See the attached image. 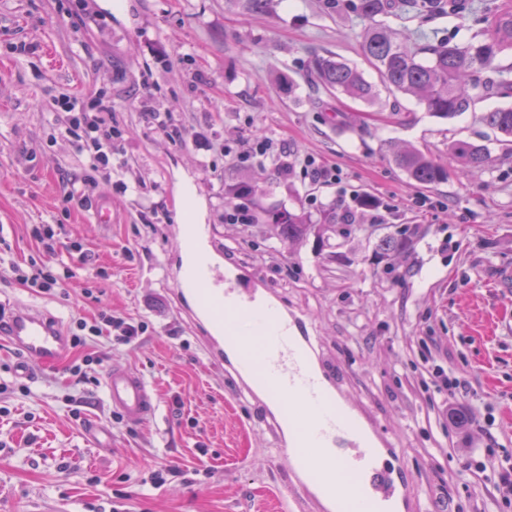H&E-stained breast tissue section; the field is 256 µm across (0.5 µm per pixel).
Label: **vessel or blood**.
<instances>
[{
    "label": "vessel or blood",
    "instance_id": "obj_1",
    "mask_svg": "<svg viewBox=\"0 0 512 512\" xmlns=\"http://www.w3.org/2000/svg\"><path fill=\"white\" fill-rule=\"evenodd\" d=\"M190 282L210 326L212 355L245 374L274 413L278 453L289 463L286 493L309 498L319 512H383L382 502L404 497L398 453L384 455L366 417L337 398L340 374L314 360L301 318L233 284L218 287L209 266L199 267ZM0 338L42 366L70 347L62 322L37 306H20L0 320ZM103 386L127 422L157 416L156 395L142 374L116 363Z\"/></svg>",
    "mask_w": 512,
    "mask_h": 512
}]
</instances>
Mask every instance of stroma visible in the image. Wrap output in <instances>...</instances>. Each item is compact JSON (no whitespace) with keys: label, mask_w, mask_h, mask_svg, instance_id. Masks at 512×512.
<instances>
[{"label":"stroma","mask_w":512,"mask_h":512,"mask_svg":"<svg viewBox=\"0 0 512 512\" xmlns=\"http://www.w3.org/2000/svg\"><path fill=\"white\" fill-rule=\"evenodd\" d=\"M500 0H467L463 16L425 19L402 10L384 22L397 40L465 43ZM119 17L103 0H0V318L33 303L78 320L114 311L144 322L127 346L102 335L50 368L20 376L21 353L0 340V512H281L272 490L288 462L276 451L263 398L250 396L205 344L209 326L177 282L183 269L179 187L191 183L217 267H240L272 300L305 322L321 360L341 373L342 394L367 411L400 453L407 481L402 512H512L464 464L468 454H512V156L482 120L503 98L452 119L388 90L362 49L352 0H279L269 12L245 0H130ZM331 52L377 86L367 104L308 78L311 51ZM296 84L283 90L279 78ZM81 109L112 104L111 171L93 170L64 133L62 97ZM287 148L292 168L244 159L258 139ZM454 141L489 146L479 167L448 155ZM416 147L447 164L446 183L427 188L396 165ZM337 168L315 178L306 158ZM246 185L250 221H231ZM74 201L64 202V193ZM373 197L356 224L323 239L284 242L267 211L303 212L332 224L339 196ZM112 222L94 223L98 204ZM58 224L85 260L40 252L31 229ZM417 229L410 256L378 260V240ZM49 262L61 278L43 294L20 285L9 262ZM100 358L80 383L72 364ZM144 375L157 418L133 425L109 406L102 378L112 363ZM459 371L470 393L441 403L430 375ZM467 420L458 423L452 413ZM493 416L487 443L478 414ZM112 431L90 446V421ZM174 469L165 485L158 467Z\"/></svg>","instance_id":"obj_1"}]
</instances>
